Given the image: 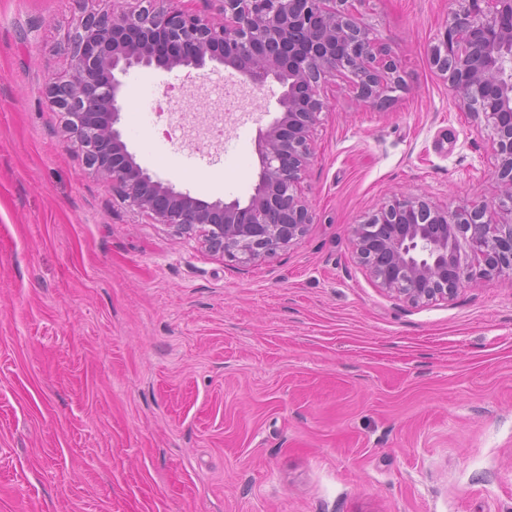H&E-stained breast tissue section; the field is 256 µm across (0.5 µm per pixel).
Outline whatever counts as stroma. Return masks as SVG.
Here are the masks:
<instances>
[{"label": "stroma", "mask_w": 512, "mask_h": 512, "mask_svg": "<svg viewBox=\"0 0 512 512\" xmlns=\"http://www.w3.org/2000/svg\"><path fill=\"white\" fill-rule=\"evenodd\" d=\"M109 0H0V512H512V277L410 303L351 227L427 193L495 207L487 132L431 68L454 0H366L405 90L358 107L328 79L301 184L315 219L249 265L152 223L65 143L44 100L68 34ZM222 65L122 75L137 163L192 196L248 201L254 90L222 152L186 147Z\"/></svg>", "instance_id": "stroma-1"}]
</instances>
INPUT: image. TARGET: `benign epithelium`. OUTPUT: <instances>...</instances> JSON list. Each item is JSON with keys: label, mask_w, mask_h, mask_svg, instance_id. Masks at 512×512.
I'll list each match as a JSON object with an SVG mask.
<instances>
[{"label": "benign epithelium", "mask_w": 512, "mask_h": 512, "mask_svg": "<svg viewBox=\"0 0 512 512\" xmlns=\"http://www.w3.org/2000/svg\"><path fill=\"white\" fill-rule=\"evenodd\" d=\"M136 2L135 10L84 16L66 38L69 74L46 87L83 163L128 207L201 237L211 252L249 264L295 244L314 223L300 184L313 158L312 129L327 109L321 85L347 73L355 101L368 108L404 88L392 51L358 16L361 0H217L219 22L178 0ZM453 2L430 62L489 131L499 198L490 211L402 195L352 225L358 262L379 287L412 302L512 275V0ZM208 61L254 88L270 78L285 87L282 112L259 132V179L245 204L177 190L137 163L122 140L117 74L139 66L200 69Z\"/></svg>", "instance_id": "7a95c632"}]
</instances>
